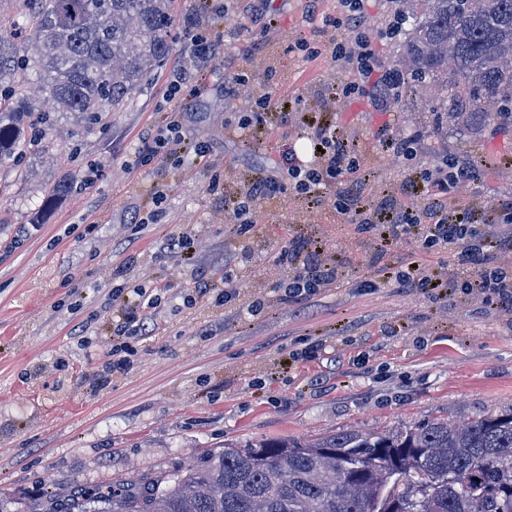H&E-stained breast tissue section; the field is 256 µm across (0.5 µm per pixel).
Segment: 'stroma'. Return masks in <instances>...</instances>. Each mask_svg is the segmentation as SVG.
Listing matches in <instances>:
<instances>
[{"instance_id":"35a3bbf8","label":"stroma","mask_w":512,"mask_h":512,"mask_svg":"<svg viewBox=\"0 0 512 512\" xmlns=\"http://www.w3.org/2000/svg\"><path fill=\"white\" fill-rule=\"evenodd\" d=\"M197 6L172 0L173 54L126 106L93 129L58 118L41 151L0 166V502L11 512L62 489L171 475L227 442L512 410V313L497 296L380 280L413 260L454 273L456 254L362 232L336 213L334 185L318 213L286 194L263 202L255 226L237 234L224 222L223 196L207 189L212 166L232 194L259 172L280 171L287 151L309 160L295 123L281 120L293 98L298 113H322L356 141V188L367 200L397 192L404 178V160L380 152L379 132L416 127L415 166L432 169L447 153L471 157L480 169L473 199H512V128L477 132L459 120L438 130L426 110L431 85L398 106L353 97L325 104L326 83L358 75L325 56L306 59L294 38L339 12V0H235L230 15L208 13L216 64L170 97L172 76L194 67L184 24ZM264 14L275 29L260 31ZM236 73L272 96L265 119L239 137L224 133L250 109L225 99ZM171 109L188 137L207 143L206 157L177 169L158 159L139 165ZM64 181L70 195L50 200ZM160 190L164 223L132 233ZM178 234L199 239L192 255L168 249ZM296 241L320 243L340 273L301 302L287 294L285 256ZM124 262L129 280L156 288L162 302L148 334L116 353L112 269ZM228 268L238 295L220 304Z\"/></svg>"}]
</instances>
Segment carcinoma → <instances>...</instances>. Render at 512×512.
I'll list each match as a JSON object with an SVG mask.
<instances>
[{"mask_svg":"<svg viewBox=\"0 0 512 512\" xmlns=\"http://www.w3.org/2000/svg\"><path fill=\"white\" fill-rule=\"evenodd\" d=\"M25 69L48 107L11 91L0 57V165L43 147L59 112L85 127L122 108L173 51L170 0H23ZM400 53L380 90L434 82L428 111L512 127V0H390ZM28 512H512V410L463 424L349 429L226 444L173 477L56 494Z\"/></svg>","mask_w":512,"mask_h":512,"instance_id":"carcinoma-1","label":"carcinoma"}]
</instances>
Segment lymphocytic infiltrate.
<instances>
[{"instance_id":"lymphocytic-infiltrate-1","label":"lymphocytic infiltrate","mask_w":512,"mask_h":512,"mask_svg":"<svg viewBox=\"0 0 512 512\" xmlns=\"http://www.w3.org/2000/svg\"><path fill=\"white\" fill-rule=\"evenodd\" d=\"M367 16L363 0H343L339 16L324 20L315 28L312 37H298L295 43L307 51L308 58L326 55L334 61H343L357 69L362 79L358 82L328 84L327 103L352 95L372 96L371 77L377 62L374 45L365 34ZM306 138L313 150L311 163L297 160L290 163L284 175L262 174L250 181L246 192L233 195L225 214L237 232L248 231L256 202L293 192L318 208L323 204L321 189L342 181L360 168L357 144L336 126L335 122L308 120ZM204 157L205 150L197 141L183 132L179 113H171L163 130L145 150L142 163L162 159L171 166L183 165L188 156ZM479 180L476 165L468 161L455 164L452 175L438 177L417 171L413 183L427 187L437 184V192H426L412 202L397 196H382L367 201L353 191H340L334 207L338 214L361 224L365 231H378L380 236L398 241L409 235L423 238L425 244L456 253L461 272L447 279L426 271L419 262L407 263L391 273L389 280L400 288L418 287L432 291L433 287L480 288L497 294L512 308V281L504 273L491 269L489 260L500 249L503 240L512 236V201L494 207L489 214L479 216L466 207L465 202ZM295 273L288 283V295L302 301L314 296L320 288L336 280L338 267L322 245L297 242L289 251ZM126 268L112 270L113 299L119 300L113 334L117 341L113 351L127 350L130 338L143 335L147 329V310L159 304L158 295L149 294L145 287L128 286Z\"/></svg>"}]
</instances>
